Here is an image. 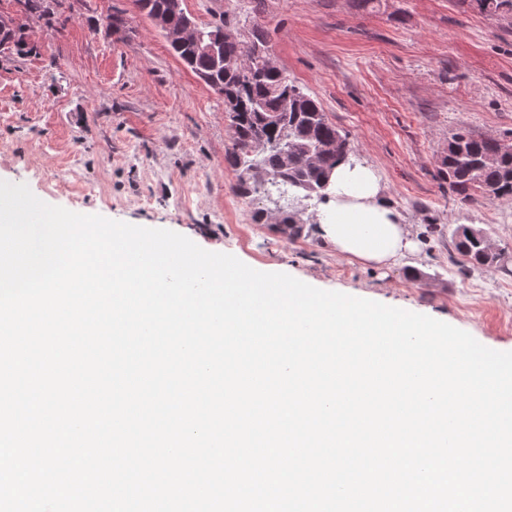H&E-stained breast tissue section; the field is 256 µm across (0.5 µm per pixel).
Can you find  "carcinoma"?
I'll return each instance as SVG.
<instances>
[{
  "mask_svg": "<svg viewBox=\"0 0 512 512\" xmlns=\"http://www.w3.org/2000/svg\"><path fill=\"white\" fill-rule=\"evenodd\" d=\"M140 13L157 14L172 28L195 21L191 14L175 12L171 0H129ZM479 12L497 17L512 16V0H469ZM17 16L11 18L17 32L24 34L25 22L37 19L61 30L60 0H15ZM127 10L112 7L106 28L113 34L123 32ZM229 21L220 25H195L196 36L184 42H171L169 48L183 65L195 74L209 77L207 85L224 98L225 118L231 136L224 161L236 173L234 191L243 198L278 194V232L289 239L302 236L299 205L304 200L322 199L330 172L346 161L352 152L348 135L332 123L321 105L293 80L285 81L265 63L271 47L265 32L256 26L250 36L237 42H225L219 54L200 51L198 43L209 40ZM27 56L36 47L20 40L0 42V54ZM244 56L246 67L230 69L223 59ZM293 98L296 108L280 111L283 97ZM497 152L495 141L476 135L465 126L448 138L443 160L449 187L464 204L486 198L493 189L500 199L512 198V153L493 162L485 157ZM452 246L474 267L503 262L504 254L491 247L480 229L460 226L452 235Z\"/></svg>",
  "mask_w": 512,
  "mask_h": 512,
  "instance_id": "1",
  "label": "carcinoma"
}]
</instances>
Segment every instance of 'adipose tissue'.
Returning a JSON list of instances; mask_svg holds the SVG:
<instances>
[{
	"label": "adipose tissue",
	"mask_w": 512,
	"mask_h": 512,
	"mask_svg": "<svg viewBox=\"0 0 512 512\" xmlns=\"http://www.w3.org/2000/svg\"><path fill=\"white\" fill-rule=\"evenodd\" d=\"M315 221L337 256L365 266L389 268L421 250L411 225L385 200L378 173L353 157L334 170Z\"/></svg>",
	"instance_id": "1"
}]
</instances>
